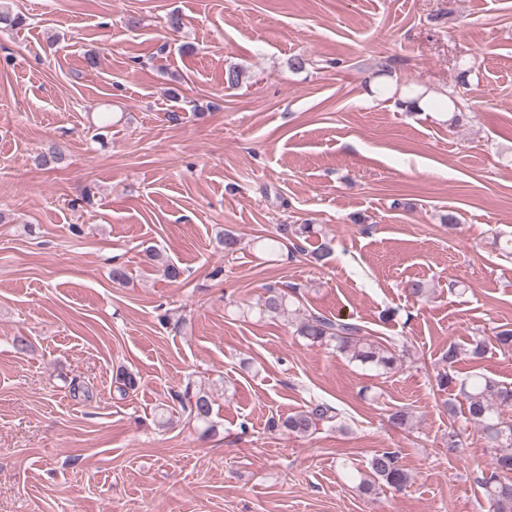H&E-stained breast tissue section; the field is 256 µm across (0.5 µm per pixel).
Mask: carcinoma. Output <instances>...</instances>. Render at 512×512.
<instances>
[{
	"mask_svg": "<svg viewBox=\"0 0 512 512\" xmlns=\"http://www.w3.org/2000/svg\"><path fill=\"white\" fill-rule=\"evenodd\" d=\"M66 147L59 142L45 144L36 155L41 167H54L64 162ZM317 233L312 224H282L276 235L261 240L262 251L270 257L276 256L283 247L289 253H303L299 241ZM267 296L258 304L260 313L275 317L288 311L290 295L275 287L266 289ZM299 337L312 345L334 344L336 350L351 361L369 364L385 372L401 366L396 348L380 337L366 335L363 326L344 319H332L321 313L309 310L301 313L296 328ZM489 343L481 336H473L464 343L451 342L445 351L443 361L448 368L438 374V386L442 390L457 391L466 404V420L472 423L484 438L492 455V468L481 472L477 481L484 489V495L492 512H512V422L501 416V410L512 406V387L473 373L458 378L454 368L467 358L478 360L485 356ZM117 391L124 396L139 385L137 377L127 371L117 374ZM188 403L183 408L189 410L191 419L207 424L212 414L211 398L206 393L186 395ZM337 409L323 402H312L306 409L288 416L282 427L289 433L305 437L312 434L319 423L332 422L337 418ZM388 422L395 430L406 431L412 426V415L404 408L389 414ZM357 487L371 493L386 485L397 490L406 486L408 474L399 463V452L388 448L373 455L366 470L357 472Z\"/></svg>",
	"mask_w": 512,
	"mask_h": 512,
	"instance_id": "cac0c4a2",
	"label": "carcinoma"
}]
</instances>
